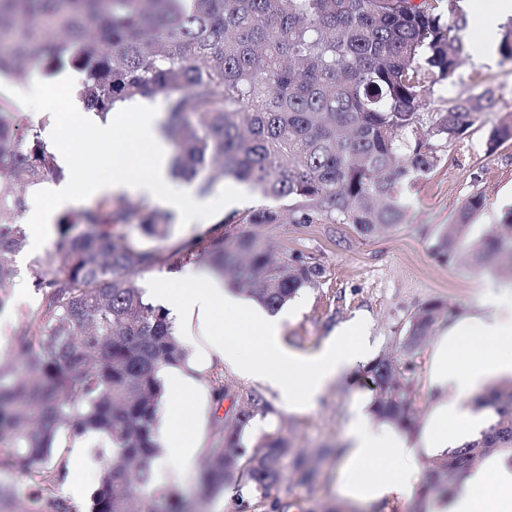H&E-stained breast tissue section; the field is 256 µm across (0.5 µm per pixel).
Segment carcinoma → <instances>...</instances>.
Wrapping results in <instances>:
<instances>
[{
  "label": "carcinoma",
  "mask_w": 512,
  "mask_h": 512,
  "mask_svg": "<svg viewBox=\"0 0 512 512\" xmlns=\"http://www.w3.org/2000/svg\"><path fill=\"white\" fill-rule=\"evenodd\" d=\"M454 16L456 23L445 22ZM465 26L457 0H0V74L23 83L32 58L49 74L81 72L78 95L103 116L118 101L161 95L174 176L199 180L202 193L234 179L293 201V224H350L377 236L400 220L395 187L429 174L439 163L436 142L455 138L491 104L487 91L437 118L421 112L423 93L461 66ZM0 159L9 170L0 177L2 288L26 245L17 218L31 187L64 177L40 132L2 94ZM482 207L480 197L464 201L435 253L450 262L467 249L479 266L512 269V238L501 234L512 231V208L499 227L468 242ZM134 214L141 237H167L168 214L136 213L125 198H105L60 216L62 256L31 267L40 302L14 330L12 362H0V474L19 475L39 492L18 512H187L176 492L152 489L162 371L187 367L189 350L135 282L162 256L118 234ZM200 258L272 312L323 275L303 256L279 258L251 235L236 238L231 251L221 235L183 246V261ZM442 310L438 301L420 307L398 337L399 355L365 369L378 420L415 427L404 358L426 344ZM240 402L218 430L202 482L211 495L230 482L246 487L254 493L248 507L258 510L296 459L282 437L245 448L242 435L266 403L251 390ZM478 403L493 408L494 422L430 461L424 491L452 488L492 455L512 468V380ZM87 432L105 435L107 446L93 449L101 470L86 508L57 488L69 464L64 441Z\"/></svg>",
  "instance_id": "carcinoma-1"
}]
</instances>
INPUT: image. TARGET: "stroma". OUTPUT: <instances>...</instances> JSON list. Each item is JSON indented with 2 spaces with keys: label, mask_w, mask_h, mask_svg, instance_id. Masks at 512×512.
Here are the masks:
<instances>
[{
  "label": "stroma",
  "mask_w": 512,
  "mask_h": 512,
  "mask_svg": "<svg viewBox=\"0 0 512 512\" xmlns=\"http://www.w3.org/2000/svg\"><path fill=\"white\" fill-rule=\"evenodd\" d=\"M497 0H466L461 13L467 22L461 35L467 62L451 80L424 93V109L443 112L455 100L466 99L491 91L493 107L476 113L461 139L442 145L439 165L425 177L405 183L397 202L403 209L399 224L384 235L366 237L349 224H250L248 215L272 210L286 213L284 200L250 193L241 207L225 213L215 224L225 245L236 237L251 233L279 257L303 255L320 266L324 275L313 288L302 289L292 299L297 312L284 321L282 336L288 346L301 351L318 350L342 324L359 318L367 328L374 346V356L396 349L395 339L404 335L411 314L431 301H441L443 312L437 329L469 311L476 304L491 299L512 300V276L507 272H491L475 267L464 259L445 262L433 253V245L444 225L454 223L462 203L472 196L482 197L483 208L475 215L469 231L470 239L499 224L506 208L512 207V141L490 148V131L512 120V62L503 60L499 51L481 55L476 46L484 38L477 23L479 16L495 9ZM45 93L51 100V112L41 119L42 138L48 144L71 142L75 130L59 117L65 106L68 90L58 76L43 79ZM195 224L173 222L170 235L163 240L146 239L142 245L157 250L163 263L137 277L139 287L158 280L177 266V248L198 235ZM57 236H50L42 245H27L17 258V274L6 289L5 311L12 322H19L36 304L29 272L30 262L37 257L58 252ZM223 380L231 392L223 401L209 400L199 405L195 395H187L178 406L181 421L199 424L205 448L214 446L215 424L238 410L233 393L248 389V382L231 369H224ZM373 393L364 380L341 378L331 382L319 404L302 414L288 412L276 395H266L268 407L261 412L267 420V433L246 431L242 442L247 448L261 444L266 436L288 438L305 457L313 459L316 476L311 487L299 486L296 476H288L269 499L274 512H419L418 499L395 505L352 504L340 499L336 492L338 451L344 446V435L351 419L353 404ZM191 503L203 506L205 512H241L240 497L217 495L201 500L198 473L171 477L166 482Z\"/></svg>",
  "instance_id": "obj_1"
}]
</instances>
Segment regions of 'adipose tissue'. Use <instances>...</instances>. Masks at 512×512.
I'll use <instances>...</instances> for the list:
<instances>
[{
    "instance_id": "obj_1",
    "label": "adipose tissue",
    "mask_w": 512,
    "mask_h": 512,
    "mask_svg": "<svg viewBox=\"0 0 512 512\" xmlns=\"http://www.w3.org/2000/svg\"><path fill=\"white\" fill-rule=\"evenodd\" d=\"M69 117L90 141L112 143L111 157L88 170L85 199L146 197L205 227L238 203L234 192L196 202L191 185H173L167 173L170 147L160 134V116L141 99L116 104L104 120L74 103ZM143 144L151 148L145 165L137 157ZM74 202L65 184L36 190L27 220L37 241L45 240L55 214ZM149 297L168 312L176 334L205 337L204 359L231 366L243 380L276 394L292 412L315 408L334 379L351 374L370 354L369 338L357 321L343 325L316 351L288 347L281 313L253 306L224 282L191 267L159 281ZM509 377L512 305L492 301L459 316L434 341L428 375L433 404L418 440L375 421L367 400L356 403L336 473L340 498L354 504L411 499L425 478L427 460L480 438L493 415L477 407L474 399ZM164 446V455L155 463L159 476L192 470L202 439L175 421L164 434ZM429 512H512V471L502 459H488L470 470L450 498L434 499Z\"/></svg>"
}]
</instances>
